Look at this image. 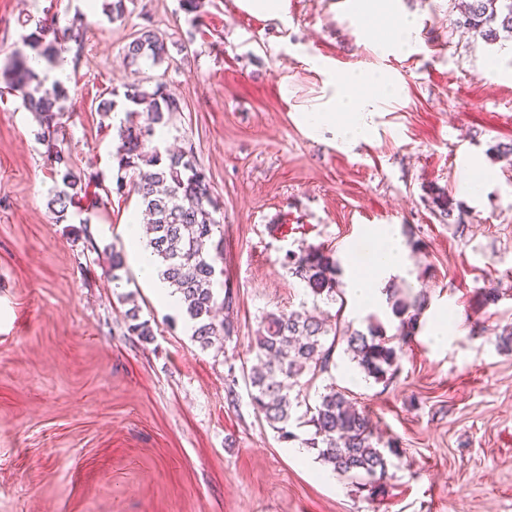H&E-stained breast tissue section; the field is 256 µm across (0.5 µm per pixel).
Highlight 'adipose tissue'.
Returning <instances> with one entry per match:
<instances>
[{"label":"adipose tissue","instance_id":"ef3b65f1","mask_svg":"<svg viewBox=\"0 0 512 512\" xmlns=\"http://www.w3.org/2000/svg\"><path fill=\"white\" fill-rule=\"evenodd\" d=\"M359 21V31L380 56L411 54L417 39V24L398 9V0H345ZM307 63L321 78V92L311 102L297 105L300 124L313 135L329 132L336 142L352 147L368 141L372 119L393 101L400 82L384 69L338 70L328 59L314 55ZM362 245L371 264L351 277L348 287L357 301L375 305L383 284L406 273V252L395 226L367 232Z\"/></svg>","mask_w":512,"mask_h":512}]
</instances>
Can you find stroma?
<instances>
[{"label":"stroma","mask_w":512,"mask_h":512,"mask_svg":"<svg viewBox=\"0 0 512 512\" xmlns=\"http://www.w3.org/2000/svg\"><path fill=\"white\" fill-rule=\"evenodd\" d=\"M400 6L419 21L415 50L379 60L334 0H290L284 24L234 0H202L195 23L179 0H126L114 20L85 0H0V63L39 20L82 19L81 43L68 46L64 148L75 168L99 173L104 198L86 215L49 211L36 119L21 97H0V512H512V350L499 339L512 324V161L488 152L512 142V39L490 45L457 28L454 0ZM146 24L168 57L135 69L125 47ZM312 53L399 76L369 141L344 150L297 124L295 105L320 89L304 63ZM134 81L181 100L161 143L193 148L219 202L235 325L220 346L194 341L183 311L156 301L127 253L137 176L115 192L114 119L97 105ZM484 171L478 195L463 196ZM440 189L460 223L441 217ZM387 224L407 248V274L390 285L423 294L420 331L391 381L365 377L339 347L308 391L314 401L336 384L397 443L374 494L342 475L316 480L315 451L279 439L241 374L262 316L313 300L289 273V252L331 250L344 284L369 264L363 235ZM113 250L126 255L118 289L106 274ZM488 278L502 297L484 308ZM133 304L151 340L129 330ZM448 306L463 326L437 345L429 330ZM324 310L354 329L397 325L385 297L361 307L347 294Z\"/></svg>","instance_id":"stroma-1"}]
</instances>
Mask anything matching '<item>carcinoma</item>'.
<instances>
[{"mask_svg":"<svg viewBox=\"0 0 512 512\" xmlns=\"http://www.w3.org/2000/svg\"><path fill=\"white\" fill-rule=\"evenodd\" d=\"M455 24L494 43L504 33L512 35V0H466ZM63 41L77 42L79 34L72 28L41 24L24 37L34 54L17 52L0 67V94L5 89L20 94L25 108L37 118V140L45 146L52 180L60 184L47 207L60 215L82 201L97 179L95 174L72 167L59 139L68 88L58 81L45 86L33 67L42 59L54 62L57 45ZM167 55L164 40L147 26L125 50L131 65L142 60L160 64ZM123 96L134 108L126 110L124 120L115 127L113 159L120 172L150 169L134 185L148 224L147 248L158 262L162 279L180 295L193 322L194 340L203 348L221 344L233 335L234 324L228 315L215 321L214 311L219 305L232 309L233 299L227 293L220 300L216 291L218 277L224 273L218 267L224 260V225L213 216L217 201L211 182L192 148L163 152L154 143L157 127L166 125L169 116L183 107L161 83L149 90L132 82L124 86ZM288 270L304 283L313 299L336 300L339 268L324 248L309 246L289 254ZM389 300L398 319L396 332L390 336L372 319L363 331H339L337 324L304 308L266 313L250 345L258 364L243 374L251 403L280 439L298 440L292 431L295 423L310 427L302 445L316 450L318 460L337 474L362 480L376 492L383 487L390 461L380 448L381 439L368 412L356 407L346 391L333 383L324 386L313 405L306 403L305 390L329 372L338 341L345 343L350 360L366 376L377 381L394 377L404 347L420 327V301L396 293ZM128 316L134 321L130 325L134 335L152 339L148 321H138V307L130 308ZM301 407L305 411L299 415Z\"/></svg>","mask_w":512,"mask_h":512,"instance_id":"obj_1","label":"carcinoma"}]
</instances>
